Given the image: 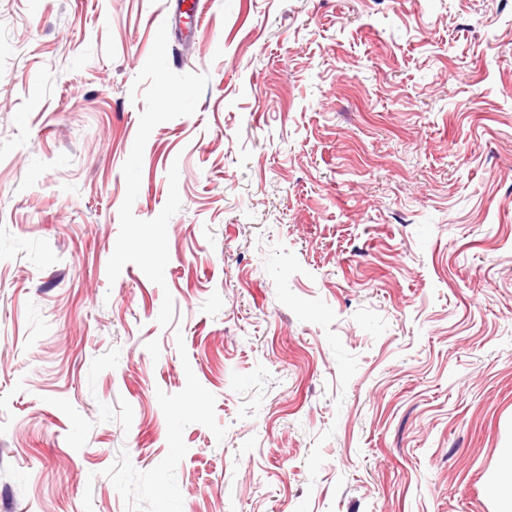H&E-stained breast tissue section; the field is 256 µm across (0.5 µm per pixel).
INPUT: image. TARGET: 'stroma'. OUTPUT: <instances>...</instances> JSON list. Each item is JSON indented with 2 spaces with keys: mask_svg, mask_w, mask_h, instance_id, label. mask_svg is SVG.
I'll return each instance as SVG.
<instances>
[{
  "mask_svg": "<svg viewBox=\"0 0 512 512\" xmlns=\"http://www.w3.org/2000/svg\"><path fill=\"white\" fill-rule=\"evenodd\" d=\"M0 0V512H499L512 0ZM171 21L175 30L179 29L185 41L193 38L198 30L203 13L202 0H170ZM189 20V21H186Z\"/></svg>",
  "mask_w": 512,
  "mask_h": 512,
  "instance_id": "1",
  "label": "stroma"
}]
</instances>
